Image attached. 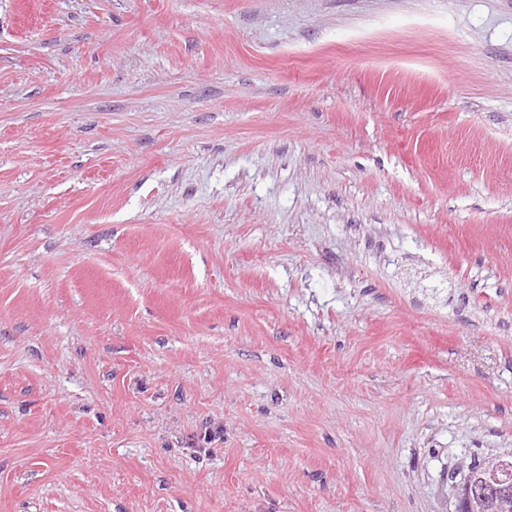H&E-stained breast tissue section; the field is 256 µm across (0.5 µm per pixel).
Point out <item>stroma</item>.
<instances>
[{
	"mask_svg": "<svg viewBox=\"0 0 512 512\" xmlns=\"http://www.w3.org/2000/svg\"><path fill=\"white\" fill-rule=\"evenodd\" d=\"M510 453L512 0H0V512H454Z\"/></svg>",
	"mask_w": 512,
	"mask_h": 512,
	"instance_id": "stroma-1",
	"label": "stroma"
}]
</instances>
